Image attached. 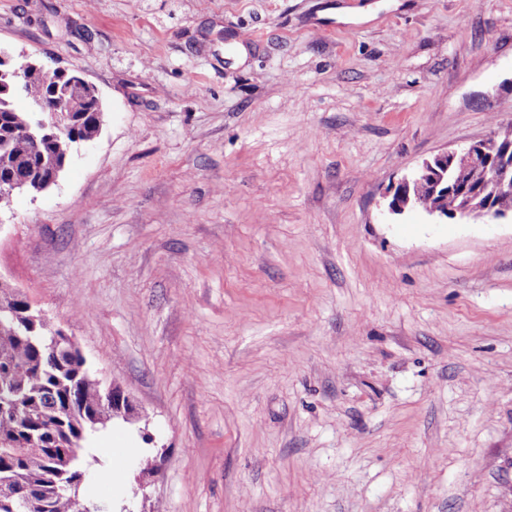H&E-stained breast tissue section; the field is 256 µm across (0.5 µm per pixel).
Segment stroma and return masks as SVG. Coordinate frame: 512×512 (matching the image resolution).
Instances as JSON below:
<instances>
[{"instance_id":"35a3bbf8","label":"stroma","mask_w":512,"mask_h":512,"mask_svg":"<svg viewBox=\"0 0 512 512\" xmlns=\"http://www.w3.org/2000/svg\"><path fill=\"white\" fill-rule=\"evenodd\" d=\"M0 43L104 109L0 211V275L134 403L90 500L512 512V224L380 210L512 122V0H0Z\"/></svg>"}]
</instances>
